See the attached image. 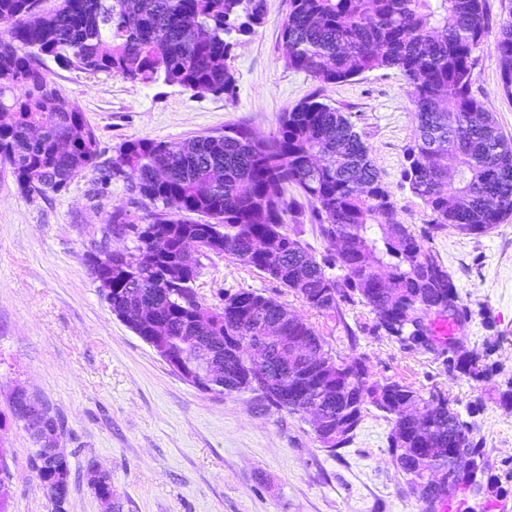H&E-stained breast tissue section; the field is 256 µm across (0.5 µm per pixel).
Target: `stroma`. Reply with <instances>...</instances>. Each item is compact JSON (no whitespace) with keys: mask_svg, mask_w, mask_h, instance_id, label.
<instances>
[{"mask_svg":"<svg viewBox=\"0 0 512 512\" xmlns=\"http://www.w3.org/2000/svg\"><path fill=\"white\" fill-rule=\"evenodd\" d=\"M484 8L490 29L473 92L512 136V99L502 90L496 49L500 24L512 21V0H485ZM287 12L288 0H266L263 24L233 52L230 100L91 76L51 61L46 68L107 154L139 137L179 142L230 124L267 138L282 112L321 92L368 146L401 222L423 232L430 212L402 179L415 134L406 82L398 73L375 71L323 86L291 69L280 38ZM129 203L120 180L90 174L44 198L21 193L10 171L0 169V414L7 418L0 445L10 473L9 512L52 510L31 469L36 445L9 417L17 388L60 422L56 445L66 453L72 480L67 512H108L90 484L93 466L111 475L125 512H422L392 463V423L381 412L368 410L353 441L330 452L299 415L261 411L247 392L199 391L112 314L85 254L112 208ZM425 244L452 273L463 302L480 313L461 336L469 350L493 346L489 379L453 377L434 354L348 334L276 281L222 255L203 259L197 292L213 307L239 291L262 293L313 323L331 354L363 358L372 380L443 391L461 412L481 401L477 421L490 469L479 501L485 512H512V408L501 404L512 389V218L479 235L448 225Z\"/></svg>","mask_w":512,"mask_h":512,"instance_id":"1","label":"stroma"}]
</instances>
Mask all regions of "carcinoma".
<instances>
[{"instance_id":"1","label":"carcinoma","mask_w":512,"mask_h":512,"mask_svg":"<svg viewBox=\"0 0 512 512\" xmlns=\"http://www.w3.org/2000/svg\"><path fill=\"white\" fill-rule=\"evenodd\" d=\"M266 0H0V166L19 190L44 198L86 173L127 182L146 214L112 208L102 237L132 246L112 253L97 288L119 319L168 351L224 395L250 391L291 414H321V447L345 448L369 407L393 420L392 461L430 512L435 499L468 493L466 464L488 462L475 420L447 397L410 384L372 382L358 358L332 357L315 326L276 300L239 291L209 307L196 292L199 257L217 251L265 274L305 306L344 321L369 309L365 330L404 349L443 358L448 373L486 379V356L463 349L474 312L451 273L398 217L392 191L350 119L313 94L283 112L276 133L245 125L180 142L127 140L102 159L97 133L45 68L162 82L195 95L231 99L230 61L241 38L265 18ZM484 0H290L281 25L288 66L320 83L395 70L410 87L416 136L402 177L430 210L429 225L482 234L512 216V137L472 93L484 42ZM502 89L512 98V21L497 38ZM22 88V94L14 93ZM315 233L330 245L313 254L299 236L296 197ZM301 340L319 363H303ZM12 417L39 448L32 468L55 512L70 495L68 459L51 451L54 417L29 416L17 393ZM93 488L110 512H124L109 474Z\"/></svg>"}]
</instances>
